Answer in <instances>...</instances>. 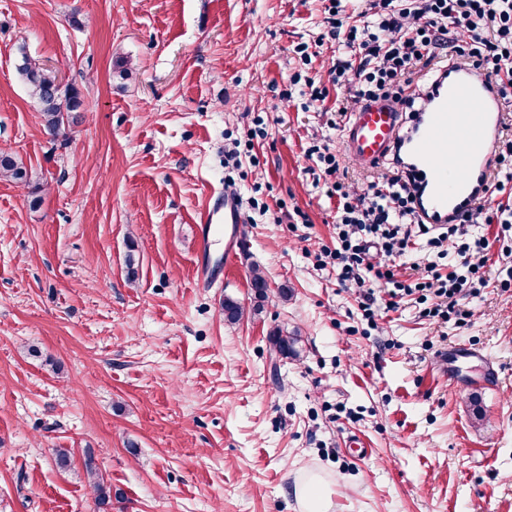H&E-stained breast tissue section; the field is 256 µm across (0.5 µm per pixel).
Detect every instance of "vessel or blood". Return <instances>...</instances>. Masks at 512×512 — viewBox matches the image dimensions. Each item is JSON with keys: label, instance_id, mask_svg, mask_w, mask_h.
I'll use <instances>...</instances> for the list:
<instances>
[{"label": "vessel or blood", "instance_id": "b4317fda", "mask_svg": "<svg viewBox=\"0 0 512 512\" xmlns=\"http://www.w3.org/2000/svg\"><path fill=\"white\" fill-rule=\"evenodd\" d=\"M413 95L419 107L409 116L383 98L348 113L342 148L364 167L386 164L411 174L418 219L442 227L485 193L504 121L501 96L494 82L453 61L431 72ZM218 217L225 232L236 235L242 202L231 190L201 212L203 236H210Z\"/></svg>", "mask_w": 512, "mask_h": 512}]
</instances>
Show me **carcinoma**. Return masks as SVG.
Masks as SVG:
<instances>
[{"instance_id": "obj_1", "label": "carcinoma", "mask_w": 512, "mask_h": 512, "mask_svg": "<svg viewBox=\"0 0 512 512\" xmlns=\"http://www.w3.org/2000/svg\"><path fill=\"white\" fill-rule=\"evenodd\" d=\"M19 53L22 54V63L17 65V72L38 105L45 132L57 136L64 134L65 123L70 121L72 113L84 107L80 92L72 85H60L54 72L33 65L25 54V48H19ZM0 178L25 184L31 181L32 174L16 156L1 150ZM251 285L257 298H265L269 285L263 271L258 268L251 270ZM223 309L224 320L230 324L239 322L245 314V307L231 297L224 298ZM296 341V337L279 331L268 336L270 350L284 358L296 355ZM86 469L98 500L104 503L112 499V487L105 483L103 476L90 463Z\"/></svg>"}]
</instances>
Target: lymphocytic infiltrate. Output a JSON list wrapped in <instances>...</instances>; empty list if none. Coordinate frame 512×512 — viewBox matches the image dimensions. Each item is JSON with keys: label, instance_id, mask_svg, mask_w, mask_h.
<instances>
[{"label": "lymphocytic infiltrate", "instance_id": "lymphocytic-infiltrate-1", "mask_svg": "<svg viewBox=\"0 0 512 512\" xmlns=\"http://www.w3.org/2000/svg\"><path fill=\"white\" fill-rule=\"evenodd\" d=\"M348 39L360 42L364 56L355 66L342 60L332 66L336 83L349 92L336 103L339 116L377 97L413 110L415 102L406 93L409 74L443 50L493 80L504 101L512 102V0H419L409 10L396 8L394 0H370L362 26L352 27ZM318 160L336 198V246L323 254L334 261L339 281L358 291L370 276L393 283L386 258L404 255L413 233L429 231L417 221L410 178L396 173L358 187L345 183L337 155L322 153ZM496 161L505 169L503 180L490 182L458 223H512V206L495 201L512 182V139L500 145Z\"/></svg>", "mask_w": 512, "mask_h": 512}]
</instances>
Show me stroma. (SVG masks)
<instances>
[{
	"mask_svg": "<svg viewBox=\"0 0 512 512\" xmlns=\"http://www.w3.org/2000/svg\"><path fill=\"white\" fill-rule=\"evenodd\" d=\"M329 6L0 0V149L33 172L0 179V512H301L312 475L330 512H512V224L457 227L488 243L465 322L416 292L388 309L380 286L366 319L318 260L336 202L306 150L341 151L331 67L364 55L328 38ZM23 51L88 106L66 141L43 130ZM296 77L325 102L291 93ZM227 184L244 215L228 270L223 236L201 258L196 234ZM278 330L297 358L271 353ZM460 347L472 357L446 365Z\"/></svg>",
	"mask_w": 512,
	"mask_h": 512,
	"instance_id": "obj_1",
	"label": "stroma"
}]
</instances>
